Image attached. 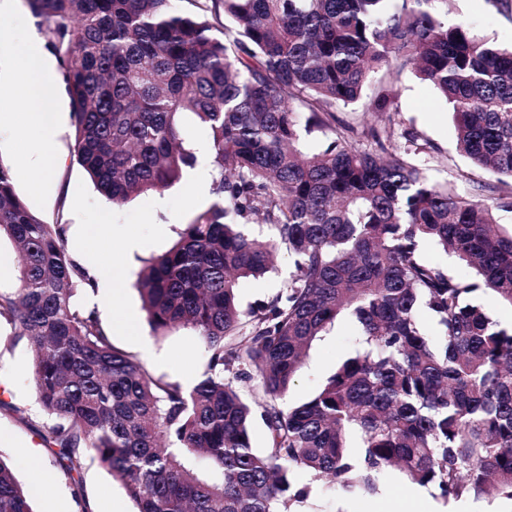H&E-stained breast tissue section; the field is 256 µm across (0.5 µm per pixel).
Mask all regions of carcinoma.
I'll return each mask as SVG.
<instances>
[{
	"mask_svg": "<svg viewBox=\"0 0 512 512\" xmlns=\"http://www.w3.org/2000/svg\"><path fill=\"white\" fill-rule=\"evenodd\" d=\"M432 2L204 0L186 13L173 0H27L71 103L77 163L112 205L194 166L188 114L209 131L218 168L220 201L137 281L151 331H191L207 353L185 390L114 346L97 311L76 303L94 276L0 163V237L20 262L18 287L0 292V326L28 341L52 420L41 439L75 495L90 459L136 512H292L310 494L298 468L373 492L372 475L394 467L446 500L512 501V328L473 303L485 294L512 308V227L497 215L512 212V48ZM220 10L231 25L219 36L206 13ZM407 67L448 103L457 150L495 182L460 194L430 180L427 143L388 115ZM375 83L368 109L384 127L337 129L336 109ZM313 126L322 140L306 151ZM485 191L498 195L485 203ZM254 223L269 236H249ZM425 241L462 270L428 262ZM281 249L288 280L242 310L241 281L275 270ZM342 316L359 324V348L286 404L305 351ZM187 453L221 479L200 480ZM0 512H34L1 459Z\"/></svg>",
	"mask_w": 512,
	"mask_h": 512,
	"instance_id": "carcinoma-1",
	"label": "carcinoma"
}]
</instances>
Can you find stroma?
Masks as SVG:
<instances>
[{"label":"stroma","mask_w":512,"mask_h":512,"mask_svg":"<svg viewBox=\"0 0 512 512\" xmlns=\"http://www.w3.org/2000/svg\"><path fill=\"white\" fill-rule=\"evenodd\" d=\"M449 18L467 24L474 33L512 44V17L496 13L486 0H452ZM393 103L401 128L416 132L431 145L430 176L439 184L469 192L485 181L486 173L472 167L455 146V128L446 102L426 82L404 71L397 82ZM50 117L59 133L52 149L57 159L53 187H44L36 171L19 172L20 160L36 147L26 136V114L20 101L0 110V162L14 168L15 189L31 212L44 223L65 228L71 257L90 271L105 263L120 261L125 270L120 309L102 304L98 313L111 325L114 312L131 317L135 335L112 333L115 346L138 357L141 364L171 383L191 389L206 368V353L197 336L189 331L154 337L147 324L136 289L144 260L165 252L184 224L216 200L212 192L217 173L207 130L195 119L184 124L186 141L196 155L194 167L161 193L141 195L121 207L112 206L97 192L72 156L74 128L70 100L57 94ZM135 237L140 249H125L127 237ZM149 341L152 357H145L141 343ZM359 347L358 327L343 317L310 347L305 363L288 394V403L306 399L343 359ZM31 352L25 338L0 329V386L6 387L0 406V456L10 464L20 481L33 486L35 512H134L135 504L122 482L97 462H88L82 473L83 495L75 497L69 480L55 465L38 435L45 424L29 384ZM299 483L309 485L310 498L303 512H512V501L496 495L460 501L442 498L433 487L406 486L398 473L388 469L375 478L373 495L345 492L326 480L298 473Z\"/></svg>","instance_id":"stroma-1"}]
</instances>
